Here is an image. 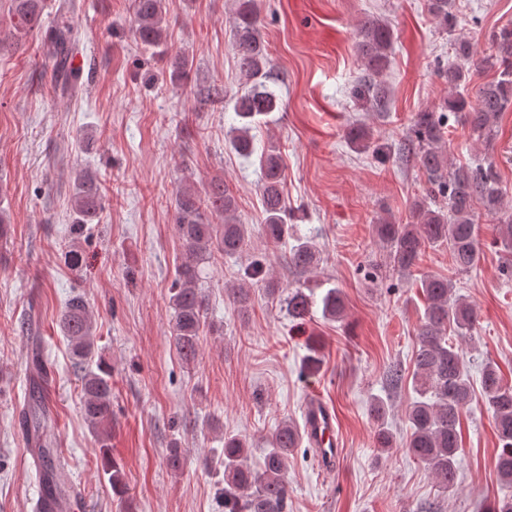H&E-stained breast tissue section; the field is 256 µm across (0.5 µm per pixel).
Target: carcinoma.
Here are the masks:
<instances>
[{"label":"carcinoma","instance_id":"1","mask_svg":"<svg viewBox=\"0 0 512 512\" xmlns=\"http://www.w3.org/2000/svg\"><path fill=\"white\" fill-rule=\"evenodd\" d=\"M46 0H11L13 23L10 38L19 41L38 27ZM134 38L141 44L168 48L164 0H130ZM76 4L59 6L60 22L48 31L54 47L55 65L61 81V95L74 97L80 91V75L71 67L76 33L68 14ZM429 11L441 28L456 25L449 0H429ZM262 20L257 0H234L233 45L236 66L249 82V90L236 99L234 113L240 125L231 128L230 144L241 156L256 152L251 134L260 117L279 109V96L269 83L273 81L269 46L262 35ZM392 28L376 20L361 27L358 45L364 74L353 90L354 98L367 111L384 116L385 87L380 77L389 66L393 45ZM495 53L483 58L480 66L493 70L496 78L485 84L472 101L464 92L467 71L459 65L439 70L448 82V98L436 110L412 114L406 138L399 152L416 159L427 177L426 197L414 202L405 223L392 215L378 218L374 233L387 247L392 270L405 273L415 267L428 247H448L452 264L458 272H468L480 259L478 209L497 220L496 244L512 250V213L503 211L506 191L493 161L455 166L448 157L446 126L450 119H461L478 141L487 142L494 135L501 113L512 110V25H505L492 35ZM346 138L358 151L383 152L373 130L363 123L347 128ZM262 216L260 234L266 242L288 243V210L283 196L279 151L271 146L260 156ZM444 203H429L431 198ZM104 208L100 183L90 170L74 180L71 199L72 233L79 236L84 226L99 221ZM174 224L185 251L177 278L170 288L173 309L172 336L185 363L199 355L204 311L208 296L200 282L201 268L214 252L231 257L242 254L250 239L249 225L241 223L238 207L229 186L222 180L211 182L204 194L181 186L174 196ZM320 262L318 243L308 237L294 236L288 263L308 270ZM424 311L416 329V351L412 387L415 399L406 409L409 435L405 448L421 462L437 487L446 492L458 480L457 456L461 450L460 419L469 409L475 390L466 368L463 342L472 339L478 317L474 307L454 294L448 278L427 275L421 280ZM288 317L303 319L321 304L328 320L343 317L345 303L340 288L329 287L316 298L310 286L296 287L285 298ZM60 327L72 346L75 366L81 371L85 418L99 430L112 422V385L110 372L95 360L92 320L89 305L80 294L72 295L64 306ZM481 397L494 420L498 439L494 468L500 479L512 483V385L505 382L496 363L484 364L480 378ZM31 403L24 421L31 435L44 471L42 495L53 505L61 500L64 470L56 463L54 442L48 435L51 418L39 386L32 387ZM388 404L375 397L369 412L378 422L374 439L377 447H393L394 437L385 424ZM303 435L292 422L277 425L268 438L263 466L248 464L247 441L236 435L224 437V512H288V455L301 446Z\"/></svg>","mask_w":512,"mask_h":512}]
</instances>
